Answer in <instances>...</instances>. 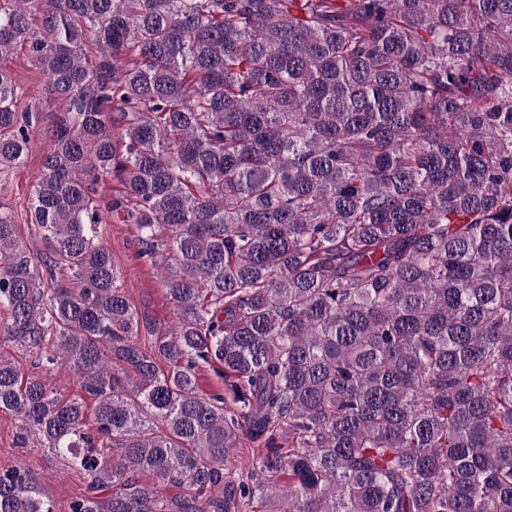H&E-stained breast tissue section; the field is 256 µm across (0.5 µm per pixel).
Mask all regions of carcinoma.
I'll return each instance as SVG.
<instances>
[{
  "mask_svg": "<svg viewBox=\"0 0 512 512\" xmlns=\"http://www.w3.org/2000/svg\"><path fill=\"white\" fill-rule=\"evenodd\" d=\"M22 45L65 112L44 258L0 212L7 339L45 372L1 358L0 410L87 480L69 512H512V0H0V58ZM19 105L0 67V169ZM0 512L54 506L9 468ZM102 243L112 252L130 303L139 313L156 321L158 328L168 329L175 318L161 274L150 262L138 257L137 225L124 224L112 213L104 215ZM196 383L199 394H224V369L216 364H200L196 369Z\"/></svg>",
  "mask_w": 512,
  "mask_h": 512,
  "instance_id": "carcinoma-1",
  "label": "carcinoma"
}]
</instances>
